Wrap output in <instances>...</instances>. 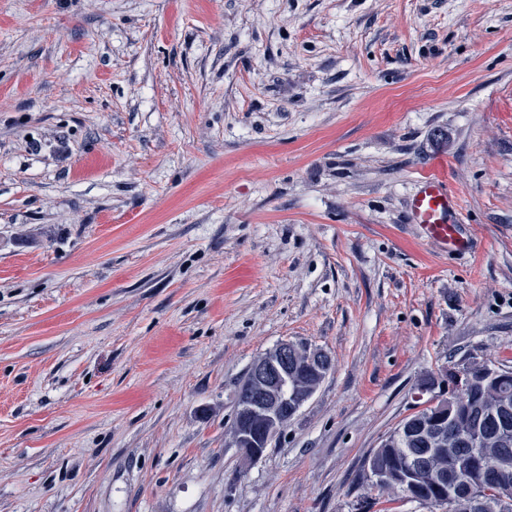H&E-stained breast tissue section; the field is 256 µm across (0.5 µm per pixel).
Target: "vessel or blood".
<instances>
[{
	"label": "vessel or blood",
	"instance_id": "b4317fda",
	"mask_svg": "<svg viewBox=\"0 0 512 512\" xmlns=\"http://www.w3.org/2000/svg\"><path fill=\"white\" fill-rule=\"evenodd\" d=\"M408 212L411 222L445 249L462 252L469 248V240L461 230L459 196L445 173L433 172L420 180L409 199Z\"/></svg>",
	"mask_w": 512,
	"mask_h": 512
}]
</instances>
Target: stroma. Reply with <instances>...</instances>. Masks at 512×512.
I'll return each instance as SVG.
<instances>
[{
	"label": "stroma",
	"instance_id": "1",
	"mask_svg": "<svg viewBox=\"0 0 512 512\" xmlns=\"http://www.w3.org/2000/svg\"><path fill=\"white\" fill-rule=\"evenodd\" d=\"M443 165L466 253L409 221ZM283 341L333 367L247 463ZM469 354L512 367V0H0V512H361Z\"/></svg>",
	"mask_w": 512,
	"mask_h": 512
}]
</instances>
